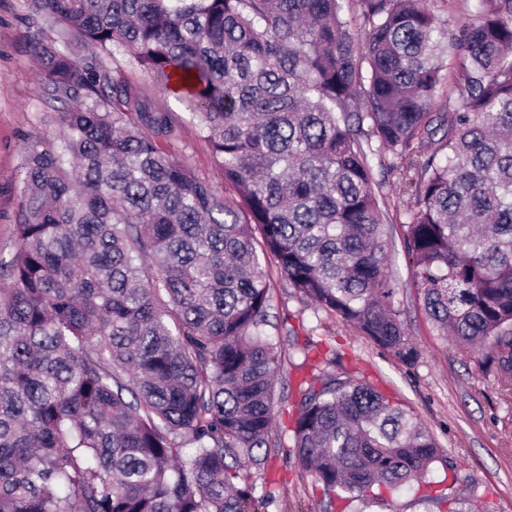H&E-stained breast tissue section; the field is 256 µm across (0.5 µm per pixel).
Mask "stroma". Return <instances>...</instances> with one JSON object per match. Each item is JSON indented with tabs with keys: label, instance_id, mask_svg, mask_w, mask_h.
<instances>
[{
	"label": "stroma",
	"instance_id": "35a3bbf8",
	"mask_svg": "<svg viewBox=\"0 0 512 512\" xmlns=\"http://www.w3.org/2000/svg\"><path fill=\"white\" fill-rule=\"evenodd\" d=\"M56 40L53 28H37L28 0H0V255L13 250V228L20 202L19 171L26 145L55 142L59 127L56 110L47 101L41 82L42 61L31 49L34 35ZM145 96L167 107L179 138L175 158L214 185L223 176L214 165L186 107L161 86L148 80ZM373 174L387 201L384 229L389 239L388 269L397 292L395 305L420 358L408 366L373 344L338 316L314 308L288 288L273 290L270 334L315 330L335 337L333 371L370 383L403 401L434 434L455 465L448 493L472 507L489 512H512V390L481 352L463 350L438 336L427 320L411 285V265L403 242L407 196L398 173L374 166ZM266 481L257 482L255 495L272 491L268 512H323L320 491L295 456L283 449L269 451Z\"/></svg>",
	"mask_w": 512,
	"mask_h": 512
}]
</instances>
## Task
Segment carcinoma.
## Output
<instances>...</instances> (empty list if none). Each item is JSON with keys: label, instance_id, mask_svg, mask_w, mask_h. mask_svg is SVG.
<instances>
[{"label": "carcinoma", "instance_id": "carcinoma-1", "mask_svg": "<svg viewBox=\"0 0 512 512\" xmlns=\"http://www.w3.org/2000/svg\"><path fill=\"white\" fill-rule=\"evenodd\" d=\"M30 0L56 144L25 148L0 260V512H258L284 343L273 281L406 365L364 128L411 173L405 250L437 335L512 384V0ZM114 67H109L107 60ZM193 111L216 188L165 148ZM290 453L326 512L389 506L453 465L404 403L315 367Z\"/></svg>", "mask_w": 512, "mask_h": 512}]
</instances>
